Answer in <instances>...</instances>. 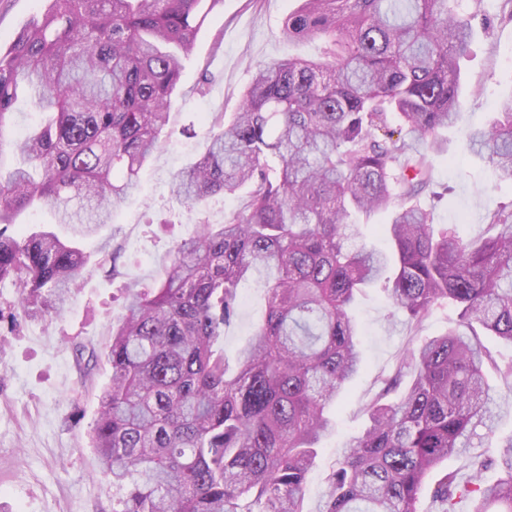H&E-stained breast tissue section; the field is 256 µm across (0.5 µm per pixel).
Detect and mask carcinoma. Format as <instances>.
Returning <instances> with one entry per match:
<instances>
[{
	"label": "carcinoma",
	"mask_w": 512,
	"mask_h": 512,
	"mask_svg": "<svg viewBox=\"0 0 512 512\" xmlns=\"http://www.w3.org/2000/svg\"><path fill=\"white\" fill-rule=\"evenodd\" d=\"M301 2L282 35L321 40L323 58L256 64L238 111L208 113L198 156L174 175L190 210L214 196L240 205L219 224L199 218L159 277L124 290L91 435L112 512H306L330 410L361 365L353 305L385 275L414 331L447 303L456 325L380 378L319 512H422L427 485L439 512H454L458 474L442 468L454 456L478 480L499 472L471 512H512V436L470 453L492 433L484 367L512 382V360L499 364L482 340L512 345V205L464 240L435 229L421 204L428 155L444 150L440 132L461 105L460 62L483 0ZM222 4L46 0L0 45V280L24 314L65 312L89 263L84 243L161 148L182 62ZM24 99L40 120L7 139ZM463 151L512 179V97ZM42 206L66 238L23 232L19 214ZM371 212L385 216L383 247L356 220ZM250 281L267 308L232 369L215 344Z\"/></svg>",
	"instance_id": "1"
}]
</instances>
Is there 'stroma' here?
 Instances as JSON below:
<instances>
[{"instance_id":"35a3bbf8","label":"stroma","mask_w":512,"mask_h":512,"mask_svg":"<svg viewBox=\"0 0 512 512\" xmlns=\"http://www.w3.org/2000/svg\"><path fill=\"white\" fill-rule=\"evenodd\" d=\"M299 0H224L199 32L184 63L162 148L141 173V190L117 210L99 237L85 244L97 254L84 273L82 288L61 318L37 314L11 326L0 319V512H112V487L99 474L90 434L100 411V396L112 367L105 355L112 322L122 314L121 284L110 275L113 245H121L126 282L157 276L173 247L194 223V214L171 192L173 173L191 162L207 129L202 119L218 110L235 111L255 63L289 57L319 58L323 44L285 39L280 28ZM44 0H0V43L10 44L22 26L39 16ZM499 0H484L486 24L475 27L462 63V105L453 128L444 132L445 150L429 157L435 222L464 239L482 234L485 217L512 202V181L481 157L462 152L464 132L492 123L499 102L512 95V22L500 18ZM205 94H197L199 83ZM196 137H187L186 127ZM173 210L179 223L142 235L147 204ZM266 308V295L253 283L242 291L236 318L219 344L235 359ZM356 320L361 330L362 369L348 383L332 411L334 432L318 449L306 486V512H318L327 479L343 448L368 423L365 408L401 353L419 336H435L455 319L453 307L433 311L422 335H415L380 288L359 297ZM93 348L98 358L89 375L75 364L76 344Z\"/></svg>"}]
</instances>
